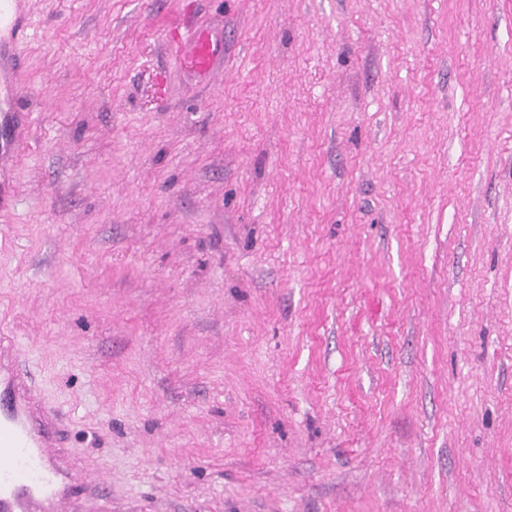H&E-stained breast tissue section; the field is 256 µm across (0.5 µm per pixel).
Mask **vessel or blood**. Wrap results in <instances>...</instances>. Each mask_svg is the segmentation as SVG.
<instances>
[{
	"mask_svg": "<svg viewBox=\"0 0 512 512\" xmlns=\"http://www.w3.org/2000/svg\"><path fill=\"white\" fill-rule=\"evenodd\" d=\"M187 41L201 73H213L218 45L190 31ZM12 113L0 114V155L20 150ZM14 337L0 336V512H107L105 482L89 465L67 462L59 411L44 400L21 368Z\"/></svg>",
	"mask_w": 512,
	"mask_h": 512,
	"instance_id": "1",
	"label": "vessel or blood"
}]
</instances>
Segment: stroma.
Wrapping results in <instances>:
<instances>
[{"mask_svg":"<svg viewBox=\"0 0 512 512\" xmlns=\"http://www.w3.org/2000/svg\"><path fill=\"white\" fill-rule=\"evenodd\" d=\"M18 15L0 329L112 512H512V0ZM187 41L194 56L196 68L201 73L212 74L215 69L218 45L205 32L191 30Z\"/></svg>","mask_w":512,"mask_h":512,"instance_id":"obj_1","label":"stroma"}]
</instances>
